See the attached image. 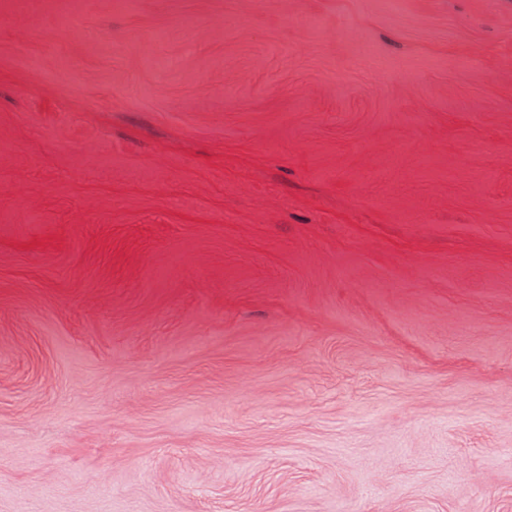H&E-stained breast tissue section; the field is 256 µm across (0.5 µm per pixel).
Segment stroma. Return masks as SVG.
Listing matches in <instances>:
<instances>
[{"label": "stroma", "mask_w": 512, "mask_h": 512, "mask_svg": "<svg viewBox=\"0 0 512 512\" xmlns=\"http://www.w3.org/2000/svg\"><path fill=\"white\" fill-rule=\"evenodd\" d=\"M0 512H512V0H0Z\"/></svg>", "instance_id": "1"}]
</instances>
